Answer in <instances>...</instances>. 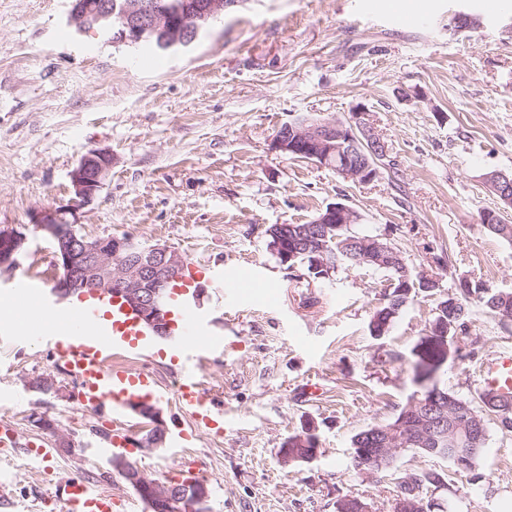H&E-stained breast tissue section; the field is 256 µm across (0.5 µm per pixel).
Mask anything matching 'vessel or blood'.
I'll use <instances>...</instances> for the list:
<instances>
[{
    "label": "vessel or blood",
    "mask_w": 512,
    "mask_h": 512,
    "mask_svg": "<svg viewBox=\"0 0 512 512\" xmlns=\"http://www.w3.org/2000/svg\"><path fill=\"white\" fill-rule=\"evenodd\" d=\"M171 299L169 310L178 324L173 347L187 361L177 386L178 400L196 425L221 428L224 412L204 391L192 367L193 362L203 361L205 352L218 341L210 336L205 315L189 301L186 287L176 289ZM49 308L48 295L33 292L19 309L17 330L29 340L56 347L66 372L79 379L84 389L81 403L85 408L101 410L110 406L120 414L142 394L155 393V382L149 374H131L108 366V348L123 346L144 356L151 351L146 329L117 301H85L51 321L46 318ZM480 384L482 389L512 395L511 351L494 353L484 361ZM65 494L68 502L81 504L83 512L113 510L110 493L94 491L85 483L67 484Z\"/></svg>",
    "instance_id": "b4317fda"
}]
</instances>
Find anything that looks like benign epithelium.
Returning a JSON list of instances; mask_svg holds the SVG:
<instances>
[{
	"label": "benign epithelium",
	"mask_w": 512,
	"mask_h": 512,
	"mask_svg": "<svg viewBox=\"0 0 512 512\" xmlns=\"http://www.w3.org/2000/svg\"><path fill=\"white\" fill-rule=\"evenodd\" d=\"M227 0H185L174 7L163 0H123L119 13L112 12V0H85L74 3L70 23L79 33L94 30L114 44L149 43L159 50L175 51L192 44L211 21L224 14ZM273 148L286 154H300L321 166H328L346 180L368 183L377 179L380 168L389 159V146L374 131L370 110L359 106L351 119L343 122L305 115L281 125L273 140ZM112 169V154L96 149L85 154L70 173L72 201L66 205L38 212L33 219L36 229L54 243L55 266L60 272L56 296H108L115 294L132 311L138 321L155 335L170 333L169 313L164 311L166 287L180 281L186 258L165 244H140L132 237L112 238L106 246L100 238H89L77 230L79 210L98 196ZM487 190L496 196L502 207L485 213L487 224H504L512 218V181L507 174L493 171L484 177ZM361 214L342 202L329 204L319 212L314 224H359ZM293 237L303 248L304 261L318 278H326L351 257L345 246L329 250L320 234L306 227H290ZM27 235L13 227H0V276L12 273L18 258L26 250ZM374 260L384 266H405L402 253L380 237L362 241ZM123 255L120 263L115 257ZM417 404L429 410L428 426L445 428V409L432 396ZM132 410L150 420V434L133 439L129 444L138 449L158 450L165 444L166 428L157 408L146 400L132 404ZM36 426L56 437L57 446L74 453L75 441L56 423L44 416L35 419ZM406 436L396 435L385 441L383 448H357L352 457L357 470L373 474L383 469L384 461L404 452ZM457 468L468 472L475 466V449L454 454ZM128 483L146 495L150 506L162 504L167 512H182L183 504H208L210 491L203 482L183 488L162 485L140 470L126 473Z\"/></svg>",
	"instance_id": "1"
}]
</instances>
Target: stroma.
I'll use <instances>...</instances> for the list:
<instances>
[{
    "label": "stroma",
    "mask_w": 512,
    "mask_h": 512,
    "mask_svg": "<svg viewBox=\"0 0 512 512\" xmlns=\"http://www.w3.org/2000/svg\"><path fill=\"white\" fill-rule=\"evenodd\" d=\"M399 0H228L224 15L188 48L164 54L115 45L69 24L72 0H0V226L28 229L16 278L37 275L53 242L32 231L33 216L68 203L69 174L95 149L112 169L95 201L79 212L86 236L129 235L209 266L192 303L223 347L196 369L224 405V429L193 427L176 398L180 363L169 340L154 338L151 360L112 349L150 371L165 393L167 429L155 452L127 458L159 481L205 478L211 512H337L358 497L390 512L402 477L436 471L432 497L443 512H502L512 500V433L489 424L483 481L420 452L366 475L350 465L351 439L391 420L414 390L407 357L435 315L423 293L400 311L387 336H371L386 272L341 267L314 280L268 246L273 224H304L334 202L362 216L406 264L436 277L439 293L462 279L512 290V244L489 233L484 212L500 202L484 185L512 173V0L487 14L483 0H406L422 20L403 27ZM466 12L481 28L454 32ZM373 113L395 164L370 183L272 150L279 127L299 114L348 121ZM230 292L217 301L212 281ZM256 282L234 292L236 280ZM444 366L441 385L477 399L479 369L512 351V330L479 304ZM13 306L0 314V512H80L55 494L70 480L112 493L116 512H148L113 470L104 449L118 427L80 408L78 380L56 349L14 335ZM399 360H390V353ZM54 377L68 396L31 388ZM48 417L81 451L67 454L35 426ZM315 427L317 457L282 465L288 437Z\"/></svg>",
    "instance_id": "stroma-1"
}]
</instances>
